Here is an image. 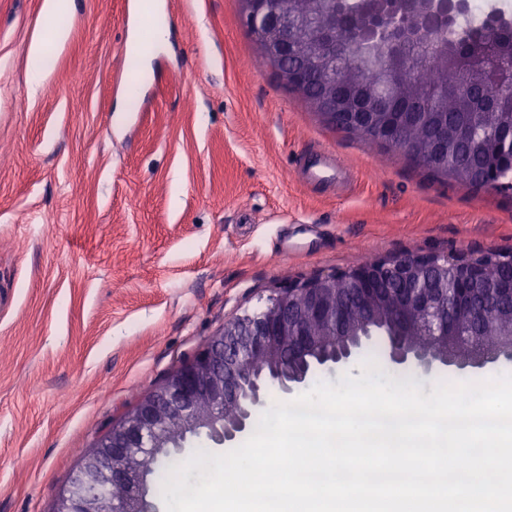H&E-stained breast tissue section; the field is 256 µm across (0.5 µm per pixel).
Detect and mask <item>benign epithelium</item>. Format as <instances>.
Returning a JSON list of instances; mask_svg holds the SVG:
<instances>
[{
  "label": "benign epithelium",
  "mask_w": 512,
  "mask_h": 512,
  "mask_svg": "<svg viewBox=\"0 0 512 512\" xmlns=\"http://www.w3.org/2000/svg\"><path fill=\"white\" fill-rule=\"evenodd\" d=\"M239 3L262 59L284 85L315 88L306 100L328 125L361 127L370 141L404 146L414 119H422L429 125L428 158L443 167L463 131L435 119L438 109L426 104V93L454 94L462 106L498 116L493 161L477 181L481 189L498 188L499 168L512 164V23L502 22L497 11L486 19L503 50L489 67L474 69L455 90L443 85L426 92L400 81L401 51L411 44L434 57L466 14L467 0H336V8L311 20L284 0ZM299 28L310 31L302 44L294 39ZM378 42L390 50L373 56ZM340 50L370 58L380 77L367 83L361 76L332 78ZM504 262L512 269V253L490 248L406 252L378 257L368 267L285 281L266 299L259 320L247 311L224 320L201 348L116 418L87 450L51 512H154L146 481L160 455L173 446L182 449L189 434L204 433L218 445L234 441L264 404L266 390L292 394L308 386L316 370L334 373L352 365L357 350L373 339L372 324L384 330L382 355L424 374L437 363L464 370L511 361L512 277L486 282L487 270ZM474 288L483 292L477 301L470 296ZM450 291L470 324L466 331L448 316ZM499 310L509 312V328L485 331ZM256 359L271 363L269 377L254 373Z\"/></svg>",
  "instance_id": "benign-epithelium-1"
}]
</instances>
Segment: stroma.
<instances>
[{
    "mask_svg": "<svg viewBox=\"0 0 512 512\" xmlns=\"http://www.w3.org/2000/svg\"><path fill=\"white\" fill-rule=\"evenodd\" d=\"M131 4L74 0L33 95L43 0H0V512H51L113 418L286 280L512 252V190L328 128L263 65L238 0H158L167 41L136 61ZM313 164L330 180L307 182ZM381 374L428 395L485 372ZM46 44L43 37L36 39L27 53V70L30 76L29 90L33 95L43 88L44 81L49 75V53L46 50Z\"/></svg>",
    "mask_w": 512,
    "mask_h": 512,
    "instance_id": "1",
    "label": "stroma"
}]
</instances>
